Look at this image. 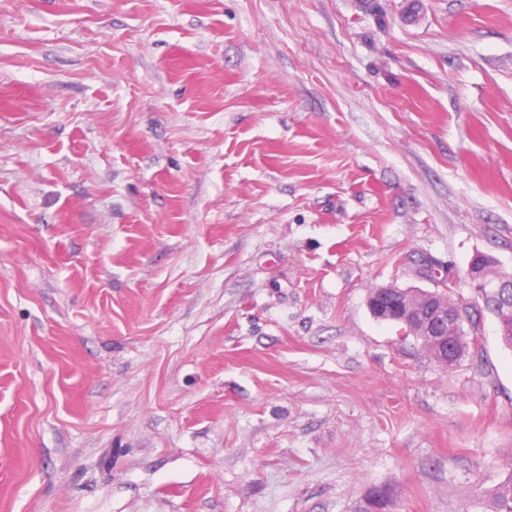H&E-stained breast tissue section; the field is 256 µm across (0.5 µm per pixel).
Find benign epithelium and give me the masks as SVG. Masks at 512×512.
Segmentation results:
<instances>
[{"mask_svg":"<svg viewBox=\"0 0 512 512\" xmlns=\"http://www.w3.org/2000/svg\"><path fill=\"white\" fill-rule=\"evenodd\" d=\"M481 297L512 295V277L495 276L479 280ZM374 316L392 320L402 315L406 333L422 337V341L438 349L445 359H455L453 342L461 335L462 317L459 309L440 303L434 291L382 287L368 299Z\"/></svg>","mask_w":512,"mask_h":512,"instance_id":"1","label":"benign epithelium"}]
</instances>
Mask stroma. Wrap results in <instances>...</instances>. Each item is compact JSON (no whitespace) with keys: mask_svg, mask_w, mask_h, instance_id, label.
Masks as SVG:
<instances>
[{"mask_svg":"<svg viewBox=\"0 0 512 512\" xmlns=\"http://www.w3.org/2000/svg\"><path fill=\"white\" fill-rule=\"evenodd\" d=\"M512 0H0V512H483L512 472ZM450 289L440 366L375 319ZM485 266L490 276H494L495 272V260L485 254H476L471 262L468 271L469 279L472 280V271L478 270ZM477 288L480 296L485 300L486 294V305L490 308L498 317L500 322L501 338L503 342L512 347V296H509L507 300H504L501 296L499 298L490 297L492 295H500L501 292L512 295V277L511 276H494L490 279H479ZM506 306V308H505ZM368 306L374 316L384 320L396 319L400 312H404L400 318L406 333L422 336V342L435 346L447 361L455 359L453 342L462 333L461 312L441 304L436 291L381 287L368 299ZM468 344L464 333L458 337L460 356L465 354ZM423 346L440 363V354L426 344Z\"/></svg>","mask_w":512,"mask_h":512,"instance_id":"1","label":"stroma"}]
</instances>
